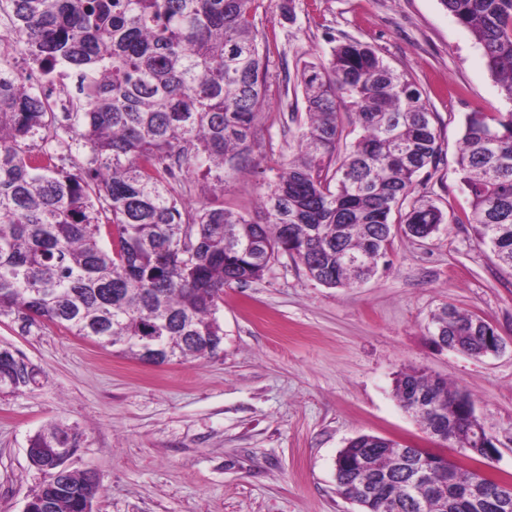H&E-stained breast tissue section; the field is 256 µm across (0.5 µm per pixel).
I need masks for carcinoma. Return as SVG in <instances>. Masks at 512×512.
<instances>
[{"instance_id": "carcinoma-1", "label": "carcinoma", "mask_w": 512, "mask_h": 512, "mask_svg": "<svg viewBox=\"0 0 512 512\" xmlns=\"http://www.w3.org/2000/svg\"><path fill=\"white\" fill-rule=\"evenodd\" d=\"M481 45L512 105V0H440ZM264 0H0L20 52L60 75L72 111L59 113L15 70L0 66V317L23 332L52 324L137 361L218 354L224 288L258 280L286 255L330 288L374 276L393 238H426L444 215L414 196L436 165L434 113L420 89L358 41L302 65L298 149L266 183L258 218L221 204L189 207L188 177L213 191L252 166L251 137L266 102L271 54L259 29ZM359 134L342 157L340 110ZM483 244L512 268V109L469 112L457 157ZM398 214V222L391 221ZM432 336L482 357L485 321L445 306ZM0 346V393L36 383ZM395 394L428 433L447 417V446L482 462L467 422L470 396L424 371L401 373ZM82 433L54 422L29 439L45 475L30 512H93L101 483L69 470L59 449ZM424 448L362 434L338 459L337 491L364 512H422L415 470L428 467L435 512H487L481 468L423 459Z\"/></svg>"}]
</instances>
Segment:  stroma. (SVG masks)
<instances>
[{
    "mask_svg": "<svg viewBox=\"0 0 512 512\" xmlns=\"http://www.w3.org/2000/svg\"><path fill=\"white\" fill-rule=\"evenodd\" d=\"M281 4L260 13L277 51L252 139L259 169L229 179L225 208L257 214L263 179L297 150L286 79L356 40L428 101L440 160L416 193L444 224L425 239L395 236L388 268L353 288L322 285L286 256L225 288L224 346L211 358L146 365L53 325L24 332L1 318L0 345L41 374L0 395V512H23L43 482L28 441L59 420L84 434L67 466L100 479L94 512H357L336 492V456L352 438L431 445L394 393L407 369L470 394L495 439L494 466L512 482V268L478 242L456 164L466 113L508 109L483 50L440 0H294L290 13ZM447 305L489 323L502 351L438 346L431 317Z\"/></svg>",
    "mask_w": 512,
    "mask_h": 512,
    "instance_id": "35a3bbf8",
    "label": "stroma"
}]
</instances>
